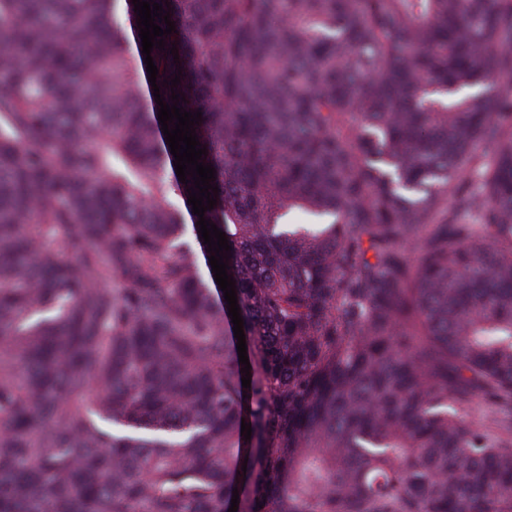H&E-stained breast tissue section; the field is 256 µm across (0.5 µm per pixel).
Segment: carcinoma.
<instances>
[{
	"mask_svg": "<svg viewBox=\"0 0 512 512\" xmlns=\"http://www.w3.org/2000/svg\"><path fill=\"white\" fill-rule=\"evenodd\" d=\"M150 2L251 384L132 0H0V512H512V0Z\"/></svg>",
	"mask_w": 512,
	"mask_h": 512,
	"instance_id": "cac0c4a2",
	"label": "carcinoma"
}]
</instances>
